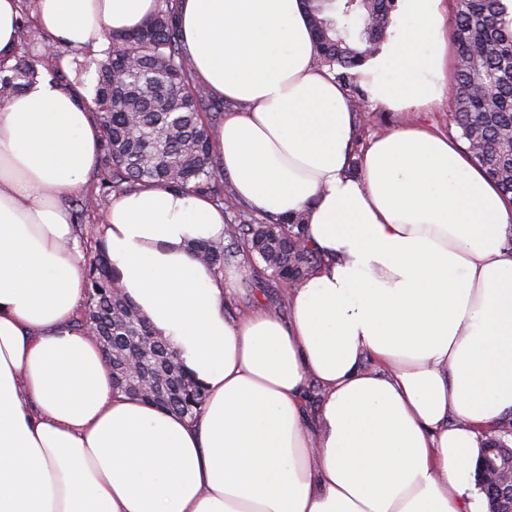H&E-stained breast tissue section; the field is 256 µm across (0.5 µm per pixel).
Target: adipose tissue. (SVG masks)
I'll return each instance as SVG.
<instances>
[{
    "instance_id": "1",
    "label": "adipose tissue",
    "mask_w": 512,
    "mask_h": 512,
    "mask_svg": "<svg viewBox=\"0 0 512 512\" xmlns=\"http://www.w3.org/2000/svg\"><path fill=\"white\" fill-rule=\"evenodd\" d=\"M158 6L35 0V25L95 48ZM456 9L400 0L358 69L371 101L444 99ZM177 23L196 80L242 106L213 140L235 199L304 215L320 261L287 316L231 318L241 270L193 250L223 240V209L152 186L112 199L109 264L207 400L191 421L114 392L100 345L72 327L83 255L65 205L100 128L78 90L43 77L1 98L0 512H482L481 439L512 414V201L466 144L416 124L373 137L350 175L354 116L313 61L302 0H178Z\"/></svg>"
}]
</instances>
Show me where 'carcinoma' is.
<instances>
[{
    "instance_id": "carcinoma-1",
    "label": "carcinoma",
    "mask_w": 512,
    "mask_h": 512,
    "mask_svg": "<svg viewBox=\"0 0 512 512\" xmlns=\"http://www.w3.org/2000/svg\"><path fill=\"white\" fill-rule=\"evenodd\" d=\"M177 0L140 27L107 34L91 99L102 132L96 184L75 200L79 213L106 206L113 197L146 184L203 193L224 203V168L211 149L210 133L218 113L211 111L209 89L196 81L183 37L175 23ZM314 32V62L326 67L345 89L353 88L355 69L376 53L392 22L394 0H303ZM42 39L28 24L18 28L23 54L0 66V97L33 83L41 56L30 49ZM451 40L455 63L449 75L453 122L486 174L504 194H512V14L503 0H466L457 10ZM304 218L289 215L258 221L240 212L224 226V242L200 241L196 253L224 269L251 265L281 284L300 282L318 257L307 245ZM85 304L73 321L76 329L95 323L113 337L112 368L123 389L122 364L135 346L148 354L142 385L163 387L168 401L158 407L190 419L205 402L206 391L186 369L179 353L159 336L123 292L104 249L90 262L82 283Z\"/></svg>"
}]
</instances>
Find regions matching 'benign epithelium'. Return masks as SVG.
Here are the masks:
<instances>
[{"instance_id":"1","label":"benign epithelium","mask_w":512,"mask_h":512,"mask_svg":"<svg viewBox=\"0 0 512 512\" xmlns=\"http://www.w3.org/2000/svg\"><path fill=\"white\" fill-rule=\"evenodd\" d=\"M479 480L490 503L488 512H512V448L501 440L483 444Z\"/></svg>"}]
</instances>
